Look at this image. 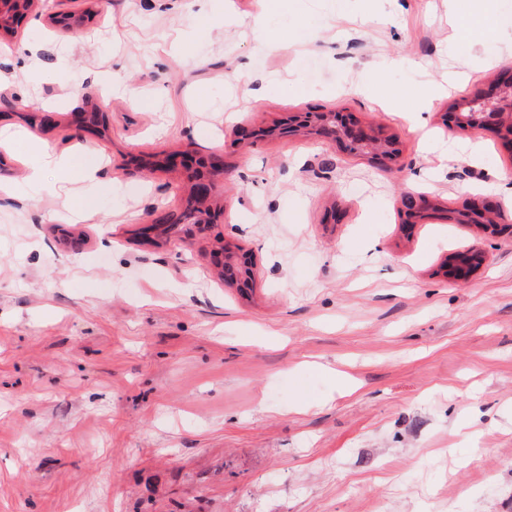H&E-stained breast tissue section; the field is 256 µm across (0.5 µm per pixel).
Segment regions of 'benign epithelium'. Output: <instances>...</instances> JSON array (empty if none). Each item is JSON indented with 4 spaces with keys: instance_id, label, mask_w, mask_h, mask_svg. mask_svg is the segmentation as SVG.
<instances>
[{
    "instance_id": "1",
    "label": "benign epithelium",
    "mask_w": 512,
    "mask_h": 512,
    "mask_svg": "<svg viewBox=\"0 0 512 512\" xmlns=\"http://www.w3.org/2000/svg\"><path fill=\"white\" fill-rule=\"evenodd\" d=\"M25 0H0V26L14 23L24 15ZM455 124L471 128H490L503 134L504 143L512 148V73L498 82L491 84L470 100L457 105L454 112ZM302 129H310L332 141H339L351 152L363 149L381 157L394 159L398 156L396 141L391 136H384L372 127L348 123L339 112H303L296 113L281 128V133L291 135ZM168 163L175 167L182 166L189 172V199L198 203L215 200L214 191L217 182L224 177L223 157L210 153L203 155L192 147L168 158ZM404 208L416 217L425 215L434 209V203L425 196L408 191L402 196ZM458 224H475L484 233L502 235L512 230V225L505 223L502 206L498 203L473 200L464 211L450 217ZM212 224L211 213L200 216L195 224L183 231L181 243L191 244V240L206 231ZM485 254L477 247H471L455 253L448 261V277L456 282H465L480 267ZM248 273V261L229 249H224L225 281L236 282L238 277Z\"/></svg>"
}]
</instances>
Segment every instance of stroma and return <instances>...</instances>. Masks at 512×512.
<instances>
[{
	"label": "stroma",
	"mask_w": 512,
	"mask_h": 512,
	"mask_svg": "<svg viewBox=\"0 0 512 512\" xmlns=\"http://www.w3.org/2000/svg\"><path fill=\"white\" fill-rule=\"evenodd\" d=\"M492 5L41 0L0 29V129L95 150L112 185L68 222L57 173L29 187L24 146L0 147V512H512V238L401 205L512 183L495 135L448 125L512 67V42L460 27H512V0ZM244 64L276 89L241 100ZM86 93L110 112L78 129ZM330 111L394 137L392 168L316 135L240 139ZM189 141L224 158L223 213L185 248L143 229L185 209V173L157 163ZM222 239L251 287L217 276ZM474 245L484 265L450 281ZM485 254L477 247L455 253L448 261V277L455 282H466L480 267Z\"/></svg>",
	"instance_id": "stroma-1"
}]
</instances>
